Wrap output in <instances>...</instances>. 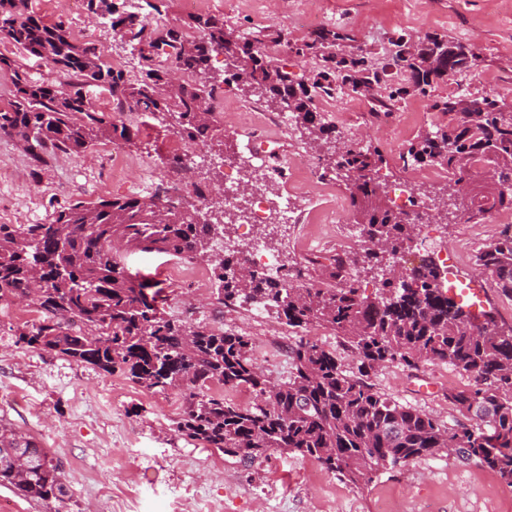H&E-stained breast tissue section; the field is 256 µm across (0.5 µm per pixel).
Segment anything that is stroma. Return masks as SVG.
<instances>
[{"mask_svg": "<svg viewBox=\"0 0 512 512\" xmlns=\"http://www.w3.org/2000/svg\"><path fill=\"white\" fill-rule=\"evenodd\" d=\"M205 0L202 14L226 15L246 34L261 30L299 40L294 18L304 11L320 14L324 26L347 32L353 53L380 65L394 50L398 34L417 37L440 34L471 44L476 66L438 82L431 97H478L496 94L512 107V0ZM45 20L68 28L85 24L101 44L108 61L119 62L130 77L140 66L104 18L80 9L72 14L65 0L44 9ZM116 121L138 125L140 135L124 145L127 179H112L109 143L79 156H54L36 165L15 142L0 137V224H44L53 209L75 200L94 201L135 193L146 171H154L178 187L189 179L220 184L223 173L208 162H196L195 177L173 170L169 143L173 130L161 118L142 112H116ZM360 132L364 143L384 157L376 179L386 193L404 184L407 170L401 155L409 138L394 136L377 112L350 113L348 124L335 132ZM285 265L304 269L316 282L319 265L299 247L301 227L272 224ZM501 225L483 218L477 224L438 228L440 245L448 256L443 277L449 294L470 304L473 315L487 312L500 325H512V299L475 269L477 252L493 242ZM124 261L138 279L160 292L168 317L193 326L251 333V307H224L214 300L211 269L195 264L202 286L173 283L176 262L164 253L128 252ZM15 305H0V418L36 437L58 460L68 488L69 512H374L378 500H389L393 512H512V490L492 472L441 453L420 458L406 467L389 470L366 485H352L323 469L310 457L274 452L256 459L230 457L205 449L177 432L175 415L163 413L161 401L183 399V391H147L124 375L108 374L19 343L15 333L23 321ZM296 333L278 337L266 347L254 339L256 364L272 381L291 376L290 348ZM375 388L400 404L422 410L446 427L466 418L448 400V385H473L471 376L453 372L445 364L410 369L387 364L371 372Z\"/></svg>", "mask_w": 512, "mask_h": 512, "instance_id": "obj_1", "label": "stroma"}]
</instances>
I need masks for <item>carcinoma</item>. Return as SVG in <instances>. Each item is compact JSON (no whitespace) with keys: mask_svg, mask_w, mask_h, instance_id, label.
Wrapping results in <instances>:
<instances>
[{"mask_svg":"<svg viewBox=\"0 0 512 512\" xmlns=\"http://www.w3.org/2000/svg\"><path fill=\"white\" fill-rule=\"evenodd\" d=\"M25 0H0V39L27 54L51 62L64 82H37L15 61L0 57V70L12 72V97L0 105V135L11 138L36 163L57 154L85 153L102 142L131 143L139 129L117 123L89 102L93 87L130 112L169 121L182 140L209 142L215 127L210 101L220 85L244 96L258 95L279 112L292 113L296 126L316 146L328 143L329 125L315 100L345 90L390 110L409 94L426 97L433 83L469 70L472 46L443 35L414 38L401 34L392 57L379 67L342 48L350 36L322 27L288 45L299 59L312 57L318 69L298 81L265 53L273 38L259 31L248 37L217 15L188 23L155 24L167 0H145L148 13L113 9L112 0H85L94 15L108 18L141 65L130 79L108 64L93 40H77L61 22L49 24L24 12ZM241 61L211 82L213 53ZM405 83L392 84L395 74ZM494 94L449 96L432 108L448 113L446 126L420 132L402 155L404 165L438 166L452 182L474 181L482 160L495 186L508 192L462 198V213L479 220L493 209L512 210V115ZM382 156L358 144H346L323 174L349 191L353 224L371 242L364 255H338L323 266L317 285H298L287 276L274 279L248 272L230 274L232 256L216 252L220 224H199L179 194L125 195L96 201L76 200L53 210L45 224H0V304L30 294L39 320L17 329L27 347L90 365L109 374L128 375L148 391H188L177 421L183 435L224 452L239 448L253 459L270 452L298 453L315 459L347 482L360 485L393 469L451 446L461 458L494 472L512 490V326L503 328L484 314L479 322L465 305L448 296L437 268L426 265L398 283L381 281L373 297L358 280L345 278L359 264L383 270L404 251L416 225L388 204L375 173ZM156 251L187 263L211 267L215 300L230 307L262 304L288 327L329 329L355 352L359 375L345 373L318 341L300 337L291 347L293 372L274 384L256 365L252 338L244 333L188 326L167 317L147 285L129 272L119 254ZM476 265L501 292L512 298V226L476 256ZM387 363L416 369L444 363L473 376L475 385L448 392V400L475 424L456 430L432 415L406 407L376 391L369 373ZM217 383L246 387L255 395L250 407L203 394ZM6 448H28L26 472L14 470ZM0 486L17 496L65 507L62 468L35 437L0 419Z\"/></svg>","mask_w":512,"mask_h":512,"instance_id":"obj_1","label":"carcinoma"}]
</instances>
